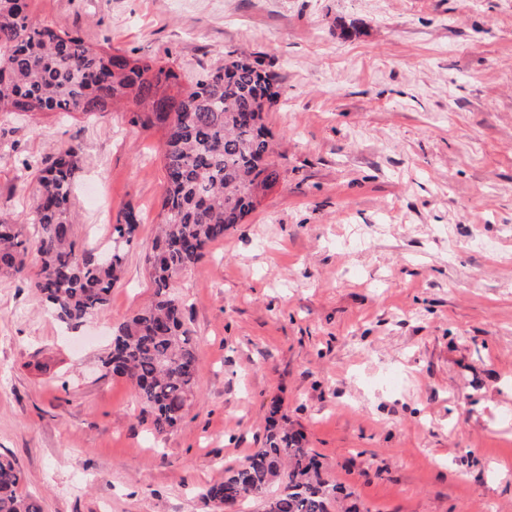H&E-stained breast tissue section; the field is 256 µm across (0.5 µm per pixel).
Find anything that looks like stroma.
Segmentation results:
<instances>
[{"instance_id":"35a3bbf8","label":"stroma","mask_w":512,"mask_h":512,"mask_svg":"<svg viewBox=\"0 0 512 512\" xmlns=\"http://www.w3.org/2000/svg\"><path fill=\"white\" fill-rule=\"evenodd\" d=\"M42 23L173 63L235 51L279 79L280 177L174 290L200 372L157 434L101 357L153 296L159 130L123 112H0V214L77 145L79 244L141 223L109 306L61 322L0 275V451L42 512H218L272 405L366 512H512V0H32Z\"/></svg>"}]
</instances>
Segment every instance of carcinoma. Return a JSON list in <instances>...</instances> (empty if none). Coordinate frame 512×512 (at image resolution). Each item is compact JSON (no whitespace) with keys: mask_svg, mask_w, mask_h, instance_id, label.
Wrapping results in <instances>:
<instances>
[{"mask_svg":"<svg viewBox=\"0 0 512 512\" xmlns=\"http://www.w3.org/2000/svg\"><path fill=\"white\" fill-rule=\"evenodd\" d=\"M30 2L0 0V112L101 115L127 105L131 125L164 132L159 232L146 255L154 299L119 324L102 364L129 381L155 430L167 433L181 423L199 374L193 331L173 289L280 176L264 120L280 96L277 76L255 60L229 54L174 96L172 117L160 97L180 86L169 64L110 52L77 32L45 25ZM79 161L80 148L72 145L41 161L32 214L39 265L31 285L60 321L74 326L108 306L140 224V213L128 206L112 225L108 248L77 244L73 185ZM27 254L22 226L0 215V274L25 273ZM22 483L16 460L0 454V512H42ZM341 493L304 436L273 421L264 446L224 470L205 497L233 512H247L246 504L256 500L263 512H331Z\"/></svg>","mask_w":512,"mask_h":512,"instance_id":"obj_1","label":"carcinoma"}]
</instances>
